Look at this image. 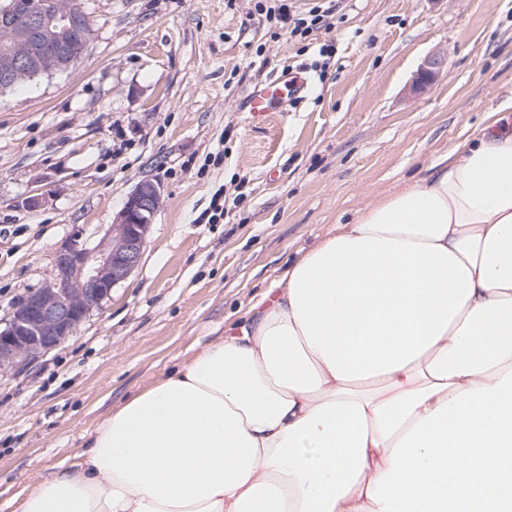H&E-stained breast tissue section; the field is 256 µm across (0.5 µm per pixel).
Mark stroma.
I'll list each match as a JSON object with an SVG mask.
<instances>
[{
	"label": "stroma",
	"instance_id": "1",
	"mask_svg": "<svg viewBox=\"0 0 512 512\" xmlns=\"http://www.w3.org/2000/svg\"><path fill=\"white\" fill-rule=\"evenodd\" d=\"M270 4L82 0L84 60L0 92V319L51 278L71 233L97 243L137 183L161 188L133 274L65 343L0 375V512L512 97V0H335L330 31L305 38L267 19ZM436 52L444 71L413 92ZM298 67L307 91L252 120L245 94ZM219 190L223 221L202 223Z\"/></svg>",
	"mask_w": 512,
	"mask_h": 512
}]
</instances>
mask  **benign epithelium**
I'll return each mask as SVG.
<instances>
[{
    "instance_id": "1",
    "label": "benign epithelium",
    "mask_w": 512,
    "mask_h": 512,
    "mask_svg": "<svg viewBox=\"0 0 512 512\" xmlns=\"http://www.w3.org/2000/svg\"><path fill=\"white\" fill-rule=\"evenodd\" d=\"M58 30L43 10L33 8L5 25L9 44L0 50V92L72 67L74 49ZM446 66L445 55H430L415 84H424ZM159 202V185L141 181L97 244L91 246L82 235L73 234L59 246L52 279L30 290L10 318L0 321V373L21 370L44 357L101 309L112 288L139 265Z\"/></svg>"
}]
</instances>
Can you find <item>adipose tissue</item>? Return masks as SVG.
Segmentation results:
<instances>
[{
	"label": "adipose tissue",
	"mask_w": 512,
	"mask_h": 512,
	"mask_svg": "<svg viewBox=\"0 0 512 512\" xmlns=\"http://www.w3.org/2000/svg\"><path fill=\"white\" fill-rule=\"evenodd\" d=\"M21 512H512V99L103 419Z\"/></svg>",
	"instance_id": "1"
}]
</instances>
